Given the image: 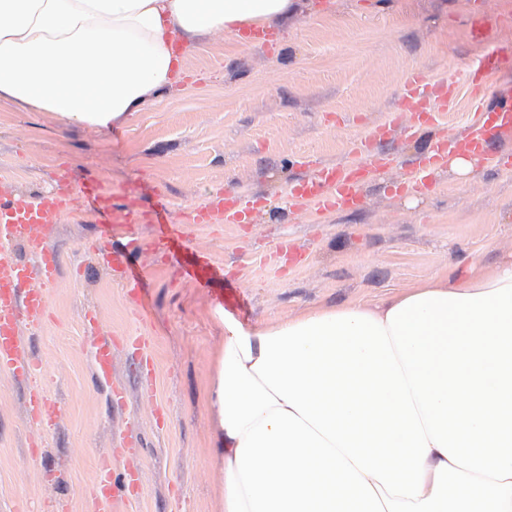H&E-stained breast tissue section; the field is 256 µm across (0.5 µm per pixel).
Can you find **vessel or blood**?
<instances>
[{"mask_svg": "<svg viewBox=\"0 0 512 512\" xmlns=\"http://www.w3.org/2000/svg\"><path fill=\"white\" fill-rule=\"evenodd\" d=\"M453 103L450 86L426 83L420 72H412L402 87L398 109L372 127L346 160L308 163L306 173L286 187L284 202L318 224L328 217L363 209L367 188L395 161L386 144L398 131L406 138L425 142L421 151L406 160L407 177L397 187L401 193L430 185L434 172L445 167L452 156L476 159L491 168L512 158V89L495 93L479 120L449 137L441 129V118ZM55 176V189L36 196L0 183V371L28 384L24 400L27 418L41 433L52 431L61 414L57 402L31 385L42 366L30 350L31 336L43 327L48 315L47 290L60 270L59 255L48 242L57 224L79 209L127 226L146 218L157 228L152 248L165 258L179 260L183 277L208 288L223 279L224 269L207 253L191 250L186 225L255 224L260 213L252 202L253 191H228L209 195L191 206L181 225L173 220L172 202L158 185L138 184L116 206L96 179H83L78 189H71L70 170L64 164L57 167ZM91 250L100 265L121 273L134 300H142L144 272L137 247L116 245L106 238L92 244ZM85 323L94 337L97 369L101 375L111 376L112 339L98 335L95 313H87ZM120 461L116 453L99 461L97 493L105 510L132 495V474L124 473L119 480L114 477Z\"/></svg>", "mask_w": 512, "mask_h": 512, "instance_id": "obj_1", "label": "vessel or blood"}]
</instances>
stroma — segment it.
I'll list each match as a JSON object with an SVG mask.
<instances>
[{
	"instance_id": "35a3bbf8",
	"label": "stroma",
	"mask_w": 512,
	"mask_h": 512,
	"mask_svg": "<svg viewBox=\"0 0 512 512\" xmlns=\"http://www.w3.org/2000/svg\"><path fill=\"white\" fill-rule=\"evenodd\" d=\"M491 47L508 61L488 77L487 89L512 88V0H336L333 14L289 17L269 47L203 36L159 106L106 128L65 124L0 100V179L18 190L49 189L62 162L115 196L152 180L177 216L211 189L257 191L264 211L257 224L190 229V246L224 268L211 288L143 252L144 321L89 252L106 227L103 218L86 212L58 227L50 244L61 268L34 346L42 363L36 383L58 400L61 416L40 439L46 455L37 464L24 389L0 373V512H50L60 496L68 497L70 512H92L98 461L125 435L140 442L128 462L142 479L135 501L112 512H222L224 473L210 451L205 394L224 345L221 313L252 326L312 306L373 304L441 267H488L511 253L512 171L480 167L464 177L447 168L428 193L372 192L363 209L322 224L299 213L284 219L278 208L299 173L298 159L348 156L398 106L412 69L430 82L452 83L448 132L480 119L469 70ZM283 237L303 245V264L270 266V249ZM89 310L100 333L117 343L108 381L93 368L83 320ZM139 333L151 339L147 387L127 345ZM115 384L127 391L120 405L110 398ZM159 406L167 411L161 427ZM47 466L59 483L44 482Z\"/></svg>"
}]
</instances>
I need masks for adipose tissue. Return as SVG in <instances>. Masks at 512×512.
Wrapping results in <instances>:
<instances>
[{"label":"adipose tissue","instance_id":"1","mask_svg":"<svg viewBox=\"0 0 512 512\" xmlns=\"http://www.w3.org/2000/svg\"><path fill=\"white\" fill-rule=\"evenodd\" d=\"M299 0H0V98L95 128L157 107L175 41ZM224 512H512V258L383 304L224 319Z\"/></svg>","mask_w":512,"mask_h":512}]
</instances>
